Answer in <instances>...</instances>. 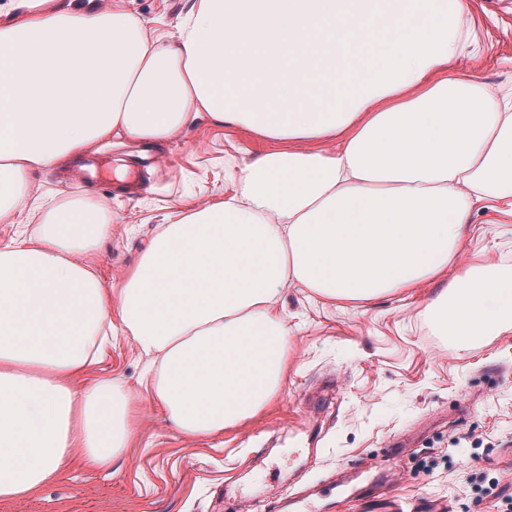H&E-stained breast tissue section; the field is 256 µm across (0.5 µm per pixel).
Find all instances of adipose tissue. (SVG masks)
<instances>
[{"instance_id": "1", "label": "adipose tissue", "mask_w": 512, "mask_h": 512, "mask_svg": "<svg viewBox=\"0 0 512 512\" xmlns=\"http://www.w3.org/2000/svg\"><path fill=\"white\" fill-rule=\"evenodd\" d=\"M45 2L7 0L19 20L0 27V218L31 170L115 133L172 139L205 115L280 147L161 225L118 291L88 261L110 232L91 199L0 244V501L137 435L122 383L79 386L112 321L152 360L149 402L191 437L279 388L288 285L368 302L440 280L426 309L442 331L512 330V278L455 270L476 213L512 219V84L456 69L476 43L468 0H192L169 45L127 12Z\"/></svg>"}]
</instances>
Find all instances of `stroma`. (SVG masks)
<instances>
[{"instance_id":"1","label":"stroma","mask_w":512,"mask_h":512,"mask_svg":"<svg viewBox=\"0 0 512 512\" xmlns=\"http://www.w3.org/2000/svg\"><path fill=\"white\" fill-rule=\"evenodd\" d=\"M172 41L191 0H96ZM477 53L459 60L491 86L512 81V0H469ZM237 125L201 116L176 138L125 136L96 144L102 177H72L78 158L31 171L32 193L51 207L92 198L112 231L97 246L103 283L119 288L169 214L222 201L228 170L275 150ZM466 264L512 276V222L477 214L460 253ZM425 282L370 302L284 293V380L248 422L219 437L179 434L142 404L140 432L100 470H75L0 512H284L310 497L312 512H506L512 496V331L448 337L425 306ZM132 339L104 348L87 384L103 379L144 394Z\"/></svg>"}]
</instances>
